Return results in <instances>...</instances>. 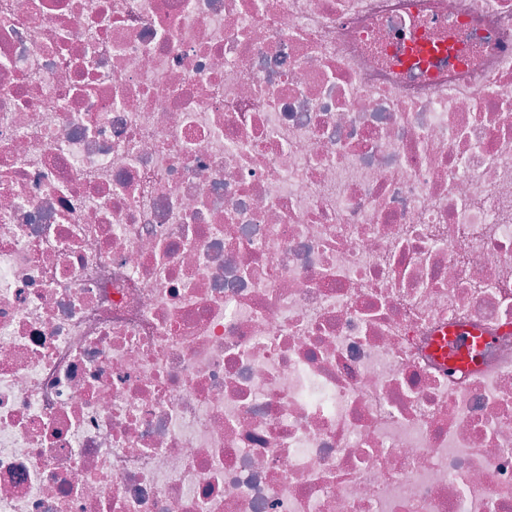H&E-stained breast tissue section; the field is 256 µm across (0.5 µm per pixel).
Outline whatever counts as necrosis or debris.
<instances>
[{"mask_svg": "<svg viewBox=\"0 0 512 512\" xmlns=\"http://www.w3.org/2000/svg\"><path fill=\"white\" fill-rule=\"evenodd\" d=\"M0 512H512V0H0Z\"/></svg>", "mask_w": 512, "mask_h": 512, "instance_id": "1", "label": "necrosis or debris"}]
</instances>
